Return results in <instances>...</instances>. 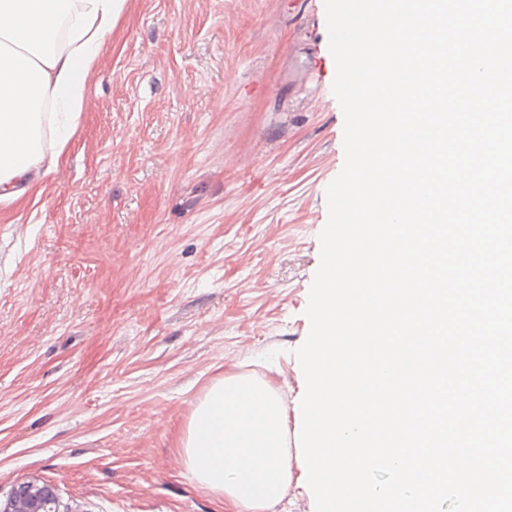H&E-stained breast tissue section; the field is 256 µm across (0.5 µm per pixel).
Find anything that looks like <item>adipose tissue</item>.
I'll use <instances>...</instances> for the list:
<instances>
[{"label":"adipose tissue","instance_id":"obj_1","mask_svg":"<svg viewBox=\"0 0 512 512\" xmlns=\"http://www.w3.org/2000/svg\"><path fill=\"white\" fill-rule=\"evenodd\" d=\"M128 0H0V200L42 193L55 170ZM288 404L244 374L215 380L181 440L198 486L230 512H271L289 484Z\"/></svg>","mask_w":512,"mask_h":512}]
</instances>
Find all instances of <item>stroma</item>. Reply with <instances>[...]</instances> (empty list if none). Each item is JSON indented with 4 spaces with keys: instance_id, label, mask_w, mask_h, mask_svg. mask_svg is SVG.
Segmentation results:
<instances>
[{
    "instance_id": "35a3bbf8",
    "label": "stroma",
    "mask_w": 512,
    "mask_h": 512,
    "mask_svg": "<svg viewBox=\"0 0 512 512\" xmlns=\"http://www.w3.org/2000/svg\"><path fill=\"white\" fill-rule=\"evenodd\" d=\"M334 76L323 0H129L41 198L0 202V500L223 512L180 439L224 373L304 390ZM290 473L271 512H314ZM56 487L37 478L17 482L1 512H59Z\"/></svg>"
}]
</instances>
